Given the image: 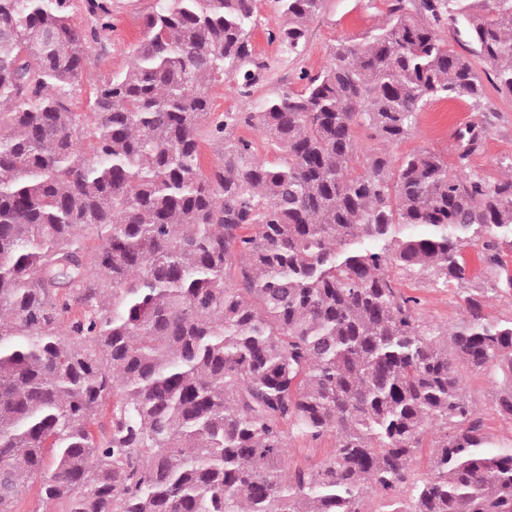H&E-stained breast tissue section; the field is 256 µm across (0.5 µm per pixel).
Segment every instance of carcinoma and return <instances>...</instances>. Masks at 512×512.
<instances>
[{
    "instance_id": "obj_1",
    "label": "carcinoma",
    "mask_w": 512,
    "mask_h": 512,
    "mask_svg": "<svg viewBox=\"0 0 512 512\" xmlns=\"http://www.w3.org/2000/svg\"><path fill=\"white\" fill-rule=\"evenodd\" d=\"M278 2L297 53L324 0ZM83 8L89 29L76 0H0V512L35 485L46 512H367L370 490L379 512H512V445L461 373L512 421V320L484 311L512 278L461 296L450 328L396 278L460 286L473 242L502 266L512 161L469 170L485 120L456 129L453 166L390 152L432 102H480L476 58L512 98V0H389L301 90L222 119L212 85L256 81L257 0H155L77 112L112 31V0ZM205 136L224 145L208 171ZM462 374L469 396L484 416L487 431L497 439L510 443L512 423L497 413L491 384L483 376L466 370H462ZM333 446V440L327 439L314 447L293 449L290 459L293 465L309 466L325 457Z\"/></svg>"
}]
</instances>
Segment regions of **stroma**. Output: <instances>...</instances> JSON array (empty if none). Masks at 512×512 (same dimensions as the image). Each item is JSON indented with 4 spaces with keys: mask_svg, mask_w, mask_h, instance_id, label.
Returning <instances> with one entry per match:
<instances>
[{
    "mask_svg": "<svg viewBox=\"0 0 512 512\" xmlns=\"http://www.w3.org/2000/svg\"><path fill=\"white\" fill-rule=\"evenodd\" d=\"M387 0H325L321 13L308 26L306 47L300 54L288 53L272 40L285 23L277 0H258L257 25L252 32V56L262 68L250 94H243L238 80L226 79L211 88L212 110L221 116L227 112H254L265 100L302 86L303 73H316L329 60L337 42L361 41L383 20ZM154 8V0H112V33L106 52H92L82 83L74 95V109L86 111L89 98L100 77L122 70L129 51L144 34L143 20ZM480 107L467 101H436L427 106L409 138L393 150L394 155L429 148L448 161L456 159V128L486 113L489 133L482 148L469 159V167L486 179H500L502 158L512 156V99L501 97L492 84H485ZM408 293L419 297L420 313L442 325H455L462 317L460 292L434 288L428 283L403 278ZM464 383L471 399L485 419L487 431L497 439H512V422L496 411L493 388L482 376L464 373Z\"/></svg>",
    "mask_w": 512,
    "mask_h": 512,
    "instance_id": "stroma-1",
    "label": "stroma"
}]
</instances>
